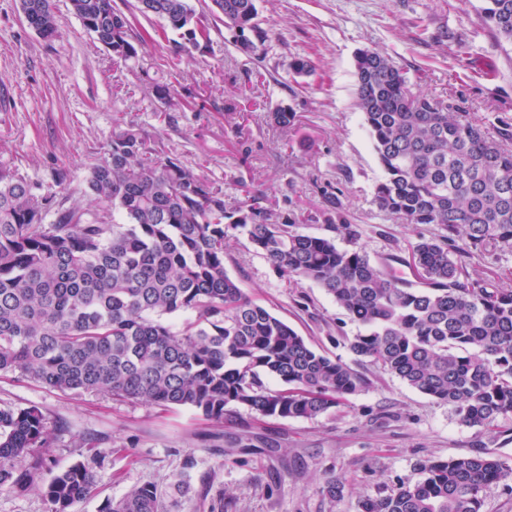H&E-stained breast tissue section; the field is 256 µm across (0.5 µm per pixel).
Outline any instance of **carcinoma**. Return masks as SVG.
Returning <instances> with one entry per match:
<instances>
[{
    "label": "carcinoma",
    "mask_w": 512,
    "mask_h": 512,
    "mask_svg": "<svg viewBox=\"0 0 512 512\" xmlns=\"http://www.w3.org/2000/svg\"><path fill=\"white\" fill-rule=\"evenodd\" d=\"M73 14L112 56L137 58L129 19L113 0H69ZM480 19L512 47V0H482ZM28 25L57 34L52 0H21ZM138 10L205 52L210 34L190 0H138ZM209 12L239 32L252 54L267 33L256 0H211ZM356 105L381 179L374 200L400 224H432L405 255L373 262L360 248L300 232L295 219L244 201L227 211L224 192L162 155L127 126L115 131L88 187L103 207L66 208L25 177L0 171V373L59 392L190 408L214 422L228 407L262 417L313 420L368 384L367 376L316 351L286 322L248 297L224 268L232 231L290 281L318 284L363 330L350 350L411 388L451 407L460 423L490 428L512 415V290L473 278L488 249H512V122L493 130L460 105L412 88L380 51L354 63ZM327 213L352 236L338 197ZM408 265L415 282L391 272ZM193 316L182 328L171 320ZM280 383L270 389L265 379ZM52 432L37 406L0 404V488L40 491L48 512H77L93 492L100 453L55 473ZM419 478L358 501V512H482L484 493L512 475L490 453L428 458ZM99 512H161L143 483Z\"/></svg>",
    "instance_id": "carcinoma-1"
}]
</instances>
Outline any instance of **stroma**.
<instances>
[{
    "label": "stroma",
    "mask_w": 512,
    "mask_h": 512,
    "mask_svg": "<svg viewBox=\"0 0 512 512\" xmlns=\"http://www.w3.org/2000/svg\"><path fill=\"white\" fill-rule=\"evenodd\" d=\"M139 41L138 61L121 62L86 31L69 0H54L58 33L31 29L19 0H0V169L20 173L66 207L98 209L87 178L118 128L132 125L156 150L224 191L227 209L245 198L294 215L302 233L362 248L373 261L399 253L434 225L400 224L374 202L382 172L355 106L354 59L364 48L390 55L425 93L462 102L492 125L512 121V54L478 16L479 0H257L268 33L251 55L235 31L210 23L206 53L187 56L176 33L114 0ZM463 51H456V44ZM309 61L294 73L295 58ZM170 90L159 99L153 85ZM288 108V128L269 118ZM67 180L56 183V172ZM342 190L350 230L333 228L325 196ZM224 267L243 291L287 322L317 351L355 364L358 333L323 288L288 282L243 234L231 233ZM472 277L512 289V251L471 260ZM368 386L314 420L261 417L238 407L217 423L188 408L110 394L48 390L0 374V403L39 406L53 433L51 469L104 452L90 499L97 512L133 486H157L163 512H357L364 497L417 479L420 460L488 452L512 466V416L495 428L461 424L448 405L375 366ZM339 483L340 496L323 492Z\"/></svg>",
    "instance_id": "1"
}]
</instances>
